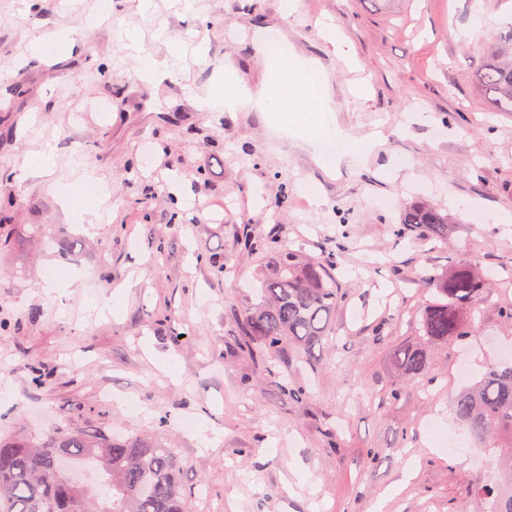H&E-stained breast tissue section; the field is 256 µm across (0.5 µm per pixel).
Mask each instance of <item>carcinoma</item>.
Wrapping results in <instances>:
<instances>
[{
  "label": "carcinoma",
  "instance_id": "carcinoma-1",
  "mask_svg": "<svg viewBox=\"0 0 512 512\" xmlns=\"http://www.w3.org/2000/svg\"><path fill=\"white\" fill-rule=\"evenodd\" d=\"M477 82L499 110L512 112V29L492 43ZM402 224L421 229L434 243L448 239V215L429 205L409 207ZM476 265L473 261L430 275L435 293L419 320L425 343L393 353L402 377L425 375L427 344L474 335L475 305L493 282ZM259 292L260 303L240 321L247 344L274 350L288 340L309 349L329 336L339 297L332 265L303 262L291 251L278 250ZM453 409L472 440L512 448V362L491 367L456 396ZM86 462L103 472L105 493L79 482L77 471ZM182 469L173 449L142 436L54 429L2 437L0 512H189ZM470 496L487 512H512V461L503 464L495 483L474 487Z\"/></svg>",
  "mask_w": 512,
  "mask_h": 512
}]
</instances>
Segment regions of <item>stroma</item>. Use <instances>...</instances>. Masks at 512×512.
<instances>
[{"mask_svg":"<svg viewBox=\"0 0 512 512\" xmlns=\"http://www.w3.org/2000/svg\"><path fill=\"white\" fill-rule=\"evenodd\" d=\"M103 2L0 0V436H155L181 455L191 512H484L468 491L497 480L499 449L474 465L431 432L460 428L459 363L476 381L512 349V223L485 219L512 213V112L476 81L512 0ZM38 38L43 60L27 52ZM272 40L317 61L348 139L380 132L366 161L329 174L255 105L200 110L225 68L259 87ZM147 56L160 83L137 76ZM48 141L51 174L22 178ZM81 169L96 181L64 208L52 186ZM174 177L192 188L181 206ZM420 202L451 217L447 244L403 228ZM98 203L108 219L85 231ZM277 248L336 264L331 336L308 350L238 331ZM474 260L495 281L477 335L433 346L425 377L403 379L392 352L419 340L428 274ZM50 267L80 280L48 291Z\"/></svg>","mask_w":512,"mask_h":512,"instance_id":"obj_1","label":"stroma"}]
</instances>
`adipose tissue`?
I'll return each mask as SVG.
<instances>
[{
  "instance_id": "obj_1",
  "label": "adipose tissue",
  "mask_w": 512,
  "mask_h": 512,
  "mask_svg": "<svg viewBox=\"0 0 512 512\" xmlns=\"http://www.w3.org/2000/svg\"><path fill=\"white\" fill-rule=\"evenodd\" d=\"M262 54L266 73L259 89L227 74L201 99V108L234 112L249 101H257L267 117L300 128L315 147L322 166L335 167L340 155L329 144L339 139L341 132L331 117L333 107L319 67L291 49L266 48Z\"/></svg>"
}]
</instances>
